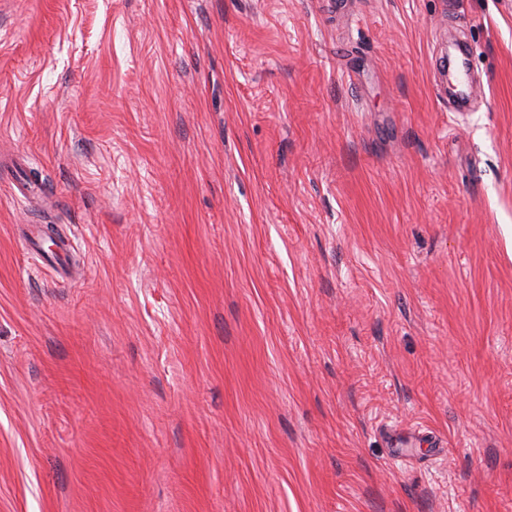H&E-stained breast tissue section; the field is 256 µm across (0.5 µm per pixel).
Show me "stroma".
Here are the masks:
<instances>
[{
  "mask_svg": "<svg viewBox=\"0 0 512 512\" xmlns=\"http://www.w3.org/2000/svg\"><path fill=\"white\" fill-rule=\"evenodd\" d=\"M0 512H512V0H0Z\"/></svg>",
  "mask_w": 512,
  "mask_h": 512,
  "instance_id": "obj_1",
  "label": "stroma"
}]
</instances>
